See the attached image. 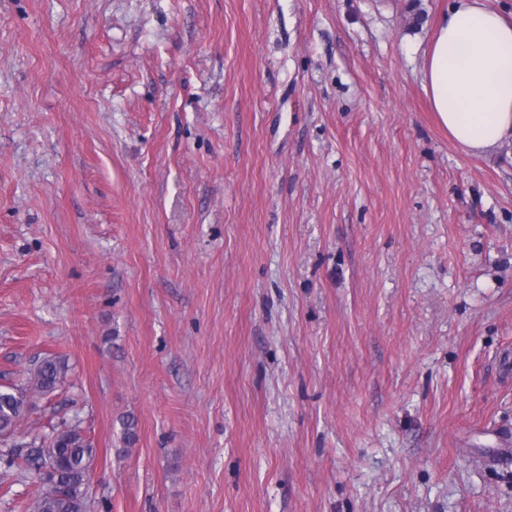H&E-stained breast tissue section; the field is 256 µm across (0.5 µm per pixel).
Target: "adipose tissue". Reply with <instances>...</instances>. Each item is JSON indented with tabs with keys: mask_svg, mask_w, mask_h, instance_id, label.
<instances>
[{
	"mask_svg": "<svg viewBox=\"0 0 512 512\" xmlns=\"http://www.w3.org/2000/svg\"><path fill=\"white\" fill-rule=\"evenodd\" d=\"M422 80L438 122L463 152L512 142V20L486 0H454L439 18Z\"/></svg>",
	"mask_w": 512,
	"mask_h": 512,
	"instance_id": "obj_1",
	"label": "adipose tissue"
}]
</instances>
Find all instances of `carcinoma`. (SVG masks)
<instances>
[{
    "label": "carcinoma",
    "mask_w": 512,
    "mask_h": 512,
    "mask_svg": "<svg viewBox=\"0 0 512 512\" xmlns=\"http://www.w3.org/2000/svg\"><path fill=\"white\" fill-rule=\"evenodd\" d=\"M67 365L60 358H44L30 372V388L6 386L0 389V442L13 437L17 424L31 406L28 391L51 392L63 379ZM94 448L82 434L80 422L54 428L26 443L23 455L28 469H53L36 500L33 512H88L85 481Z\"/></svg>",
    "instance_id": "1"
}]
</instances>
